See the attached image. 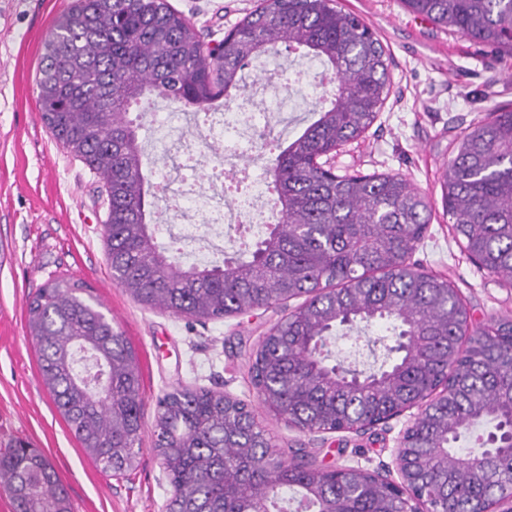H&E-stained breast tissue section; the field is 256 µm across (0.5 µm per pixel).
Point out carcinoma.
<instances>
[{
	"label": "carcinoma",
	"mask_w": 512,
	"mask_h": 512,
	"mask_svg": "<svg viewBox=\"0 0 512 512\" xmlns=\"http://www.w3.org/2000/svg\"><path fill=\"white\" fill-rule=\"evenodd\" d=\"M410 13L512 54V0H401ZM169 0H76L43 44L36 72L40 115L53 138L101 177L104 243L112 276L140 305L206 322L305 297L251 356L258 404L299 430H341L379 419L435 388L455 364L462 383L405 438L413 491L441 509L472 512L512 495V449L487 451V427L512 425V319L474 330L448 281L409 263L431 223L427 197L398 173L331 174L320 159L365 134L391 89L379 38L335 0H260L215 54ZM321 63L331 99L266 166L277 223L222 263L184 265L155 236L162 211L145 163L143 100L204 112L246 91L244 70L279 47ZM152 201H147V197ZM443 207L464 251L512 283V108L472 124L455 145ZM38 368L83 451L105 472L135 467L144 398L119 327L86 295L56 279L26 307ZM384 321L411 331V349L387 346L374 371L345 367L327 348L336 328ZM155 451L172 486L167 512H395L375 479H341L288 460L241 400L179 385L156 402ZM475 448L463 454L461 438ZM0 487L14 512H71L49 458L19 440L0 452Z\"/></svg>",
	"instance_id": "1"
}]
</instances>
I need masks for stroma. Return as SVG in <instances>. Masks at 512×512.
<instances>
[{
  "instance_id": "stroma-1",
  "label": "stroma",
  "mask_w": 512,
  "mask_h": 512,
  "mask_svg": "<svg viewBox=\"0 0 512 512\" xmlns=\"http://www.w3.org/2000/svg\"><path fill=\"white\" fill-rule=\"evenodd\" d=\"M198 27L223 37L257 0H170ZM384 44L390 96L372 127L344 146L336 173L391 172L408 178L433 204L431 224L411 260L448 279L470 327L512 317V285L473 264L442 206V176L455 139L497 106L512 104V56L477 44L407 12L400 0H338ZM72 0H0V448L22 439L44 452L66 487L72 512H166L171 485L154 450L156 399L183 384L248 403L257 396L250 356L287 308L257 309L206 323L176 318L135 302L112 278L104 248L105 197L98 177L45 128L35 75L42 44ZM305 71L307 105L273 112L252 92L250 111L269 113L281 141L304 125L321 89L317 63L288 52L261 58L248 73ZM86 283L124 332L142 377L143 429L135 470L102 471L86 456L39 372L26 328V304L47 281ZM278 447L302 451L317 466L391 463L397 430L362 434L299 431L265 415Z\"/></svg>"
}]
</instances>
